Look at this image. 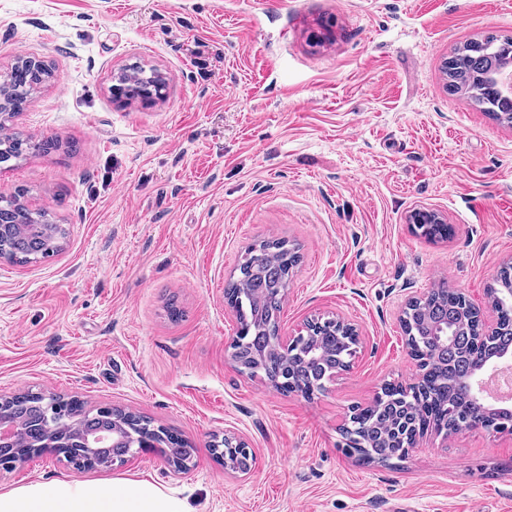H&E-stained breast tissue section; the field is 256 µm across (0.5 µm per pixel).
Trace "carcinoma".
<instances>
[{
    "mask_svg": "<svg viewBox=\"0 0 512 512\" xmlns=\"http://www.w3.org/2000/svg\"><path fill=\"white\" fill-rule=\"evenodd\" d=\"M481 51L465 45L455 53L454 63L448 66V82L455 90L463 91L484 112L499 111L491 97L490 88L497 71L512 65V36L489 35L481 40ZM130 85L147 89L158 76L155 70L133 65L122 71ZM52 78L47 64L25 61L11 67L0 77V113L17 111L28 99ZM27 142L17 135L0 138V159L8 162L23 155ZM20 193L10 197L0 196L3 220L12 226L9 234L0 241L8 255V261L25 264L51 257L60 250V243L67 238V229L54 221L48 212L29 214ZM298 260L296 252L284 241H263L248 252L239 265L240 276L229 284L227 294L239 322L233 357L242 368L252 375L261 374L267 379L280 382L278 389L286 392L300 391L310 395L320 390V383L331 374V356L345 347L347 337H334L323 330L320 345L326 356L306 367L288 368V354L270 351L257 356L259 336H273L278 329L282 310L281 299L292 270ZM490 297L501 313L502 332L480 345L473 343L475 324L464 309L454 291L440 288L426 302L411 308L406 326L411 336V352L431 350L428 361L421 364L420 386L431 391L428 403L422 404L404 393L387 392L362 407L359 422L343 427L345 446L350 452L369 462H386L405 457L409 449L390 446L389 417L392 399L406 405L414 418L422 423H432L433 428H451L458 421L473 415L477 406L462 386V380L477 358L498 352L512 345V266L502 269L490 286ZM437 324L448 326L451 339L448 347L436 344L430 328ZM22 429L15 442L20 453L35 449L54 450L65 448L82 435L112 436L113 418L98 412L84 410L78 399L57 398L46 403L35 396H13L6 402ZM119 423L125 434L153 438L162 451L172 459L183 462L192 458L193 448L180 434L164 430L158 436L151 422L131 414Z\"/></svg>",
    "mask_w": 512,
    "mask_h": 512,
    "instance_id": "cac0c4a2",
    "label": "carcinoma"
}]
</instances>
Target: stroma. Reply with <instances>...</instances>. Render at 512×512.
<instances>
[{
  "label": "stroma",
  "mask_w": 512,
  "mask_h": 512,
  "mask_svg": "<svg viewBox=\"0 0 512 512\" xmlns=\"http://www.w3.org/2000/svg\"><path fill=\"white\" fill-rule=\"evenodd\" d=\"M512 36V0H0V72L34 56L53 79L9 129L53 149L0 163V194L69 229L38 263L0 261V397L74 396L172 428L159 453L83 471L53 454L0 470L30 483L145 480L193 512H512V434L430 432L386 465L342 449L353 406L417 371L401 308L439 283L487 303L512 261V127L450 93L445 58ZM166 74L151 107L113 103L112 73ZM454 232L415 236L410 211ZM300 255L279 320L352 324L349 371L305 397L231 360L224 288L245 250ZM249 444L225 473L213 435ZM118 423L123 426L125 430L124 432L128 437H152L160 445L162 451L172 458L168 459L167 457L161 455L164 462L174 472L185 473L183 471L190 469V464H180L175 462H183L185 460L192 459L193 453V448L191 447L190 443L177 432L163 428V437H159L157 433H155V428L151 425V422L137 414L123 416L118 421Z\"/></svg>",
  "instance_id": "stroma-1"
}]
</instances>
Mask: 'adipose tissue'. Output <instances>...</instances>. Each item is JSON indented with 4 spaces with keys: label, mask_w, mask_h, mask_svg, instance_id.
<instances>
[{
    "label": "adipose tissue",
    "mask_w": 512,
    "mask_h": 512,
    "mask_svg": "<svg viewBox=\"0 0 512 512\" xmlns=\"http://www.w3.org/2000/svg\"><path fill=\"white\" fill-rule=\"evenodd\" d=\"M0 512H191L169 488L149 481L116 479L34 483L0 492Z\"/></svg>",
    "instance_id": "ef3b65f1"
}]
</instances>
